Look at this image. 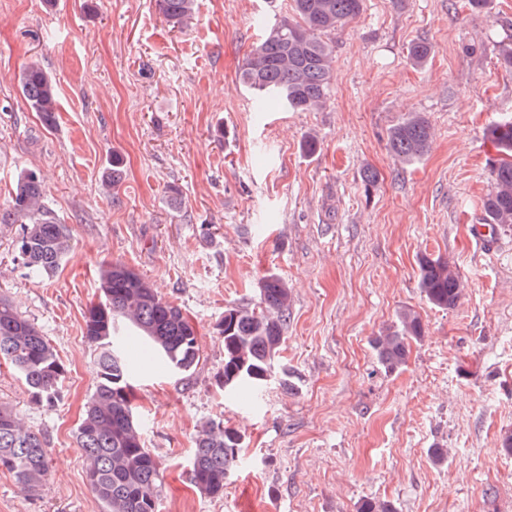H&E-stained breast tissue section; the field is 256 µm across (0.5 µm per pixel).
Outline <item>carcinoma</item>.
<instances>
[{"mask_svg": "<svg viewBox=\"0 0 512 512\" xmlns=\"http://www.w3.org/2000/svg\"><path fill=\"white\" fill-rule=\"evenodd\" d=\"M172 27L181 30L194 19L195 0H159ZM364 0H291L290 10L275 22L264 39L247 55L239 81L257 97V109L285 107L299 112L322 108L328 99L334 55L325 40L337 26L357 18ZM411 63L424 66L432 46L419 41L408 50ZM31 109L51 125L56 120L57 96L50 76L30 65L21 78ZM488 136L502 159L492 165L491 190L484 201L483 221L493 229H512V117L493 123ZM431 127L414 113L393 126L390 148L396 159L410 163L430 147ZM44 184L28 169L15 181L0 224L24 225L16 249L24 264L47 275L59 266L69 247L65 225L44 212ZM418 284L432 306L456 307L463 288L456 269L428 253L417 256ZM121 263L108 265L100 277L101 300L84 313V336L96 345L98 383L85 406L75 438L86 461L87 479L105 512H158L164 495L159 462L146 448L132 406L129 375L134 367L190 373L198 364L197 332L181 307L158 295L140 273L125 277ZM287 284L268 275L258 284L253 305H230L216 325L224 337V370L217 379L226 392H247L279 378L291 386L288 374L276 376L285 342L291 306ZM425 334L420 314L401 308L382 335L373 340L380 364L393 372L403 368L410 347ZM0 360L9 362L32 401L53 407L68 366L40 330L0 301ZM244 447L242 434L222 422L204 423L194 441L190 482L210 497L224 495L228 475L237 467ZM0 471L11 474L17 486L38 493L48 477L47 445L36 430L24 426L13 408L0 401Z\"/></svg>", "mask_w": 512, "mask_h": 512, "instance_id": "carcinoma-1", "label": "carcinoma"}]
</instances>
